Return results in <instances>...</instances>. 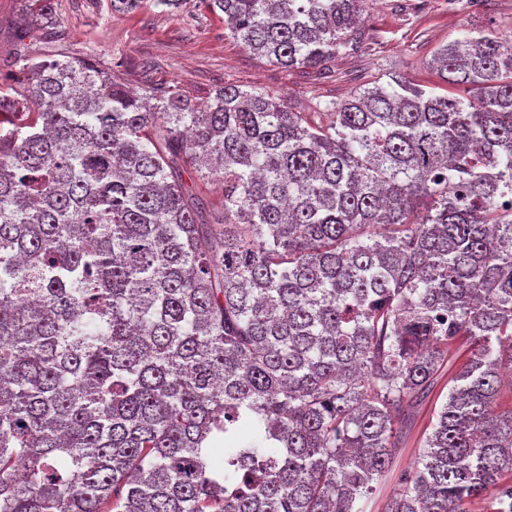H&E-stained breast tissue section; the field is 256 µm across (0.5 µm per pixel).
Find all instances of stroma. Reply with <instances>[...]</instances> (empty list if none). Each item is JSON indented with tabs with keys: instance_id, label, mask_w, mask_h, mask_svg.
I'll return each mask as SVG.
<instances>
[{
	"instance_id": "obj_1",
	"label": "stroma",
	"mask_w": 512,
	"mask_h": 512,
	"mask_svg": "<svg viewBox=\"0 0 512 512\" xmlns=\"http://www.w3.org/2000/svg\"><path fill=\"white\" fill-rule=\"evenodd\" d=\"M25 0H0V73L17 54L41 57L62 53L121 62L128 86L137 90L178 86L202 98L225 84L287 98L296 112H310L320 99H341L360 86L400 75L413 82L435 81L434 52L461 38L465 29L486 28L512 37V0H368L365 27L371 46L362 55H341L326 73L284 68L253 55L227 36L217 15L187 0L179 10L143 4L136 12H112L109 0H54L59 20L53 31H26ZM448 396V378L440 376L404 427L393 472L365 500V512H382L397 473L412 471L435 415Z\"/></svg>"
}]
</instances>
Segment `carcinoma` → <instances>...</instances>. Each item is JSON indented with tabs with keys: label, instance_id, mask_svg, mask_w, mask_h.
<instances>
[{
	"label": "carcinoma",
	"instance_id": "1",
	"mask_svg": "<svg viewBox=\"0 0 512 512\" xmlns=\"http://www.w3.org/2000/svg\"><path fill=\"white\" fill-rule=\"evenodd\" d=\"M285 68L367 49L366 0H197ZM27 0L28 29L56 24ZM0 83V512H512V43L315 112L91 59ZM191 176L186 184L184 175ZM217 181L222 220L200 185ZM251 426L258 439L236 442ZM224 444V466L213 464ZM468 344L460 345L457 350V358L453 361V365L448 371V367L438 378L432 389L425 394L418 407L414 422L411 426L407 424L403 428L400 439V445L393 461L392 473L377 485L375 493L363 501L365 506L364 512H381L386 499L390 496L395 488V475L403 471H412L414 462L418 457L420 447H422L426 433L431 431V425L435 422V415L448 396V377L455 372L458 367L465 361L468 355ZM426 432V433H425Z\"/></svg>",
	"mask_w": 512,
	"mask_h": 512
}]
</instances>
